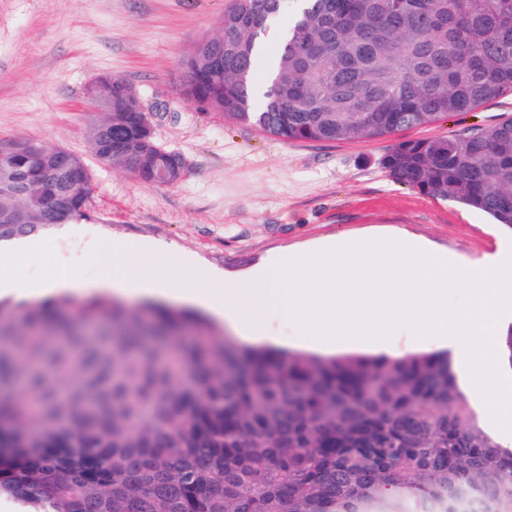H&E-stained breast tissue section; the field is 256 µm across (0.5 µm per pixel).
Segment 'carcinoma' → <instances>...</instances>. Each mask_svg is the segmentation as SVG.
Instances as JSON below:
<instances>
[{
  "instance_id": "obj_1",
  "label": "carcinoma",
  "mask_w": 512,
  "mask_h": 512,
  "mask_svg": "<svg viewBox=\"0 0 512 512\" xmlns=\"http://www.w3.org/2000/svg\"><path fill=\"white\" fill-rule=\"evenodd\" d=\"M235 0L182 60L181 96L286 143L392 138L512 95V0ZM92 83L95 159L149 185L182 168ZM398 184L512 226V120L397 140ZM84 169L85 186L69 169ZM85 161L0 137V241L87 216ZM106 295L0 299V497L24 512H512V449L446 353L238 347L186 310ZM512 370V325L498 336Z\"/></svg>"
}]
</instances>
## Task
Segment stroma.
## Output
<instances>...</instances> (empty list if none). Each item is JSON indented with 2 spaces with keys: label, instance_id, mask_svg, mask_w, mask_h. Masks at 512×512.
Segmentation results:
<instances>
[{
  "label": "stroma",
  "instance_id": "obj_1",
  "mask_svg": "<svg viewBox=\"0 0 512 512\" xmlns=\"http://www.w3.org/2000/svg\"><path fill=\"white\" fill-rule=\"evenodd\" d=\"M233 0H0V137H29L81 157L92 175L87 219L42 233L82 279L110 274L88 238L180 249L241 278L273 255L338 239L400 233L476 262L512 242L484 213L395 183L380 160L387 139L286 143L202 111L179 94L182 60L212 35ZM133 85L154 114L158 145L186 159L168 186L137 182L91 153L84 89L97 77ZM512 119V96L399 132L402 140L463 134ZM407 328L343 355L425 351Z\"/></svg>",
  "mask_w": 512,
  "mask_h": 512
}]
</instances>
